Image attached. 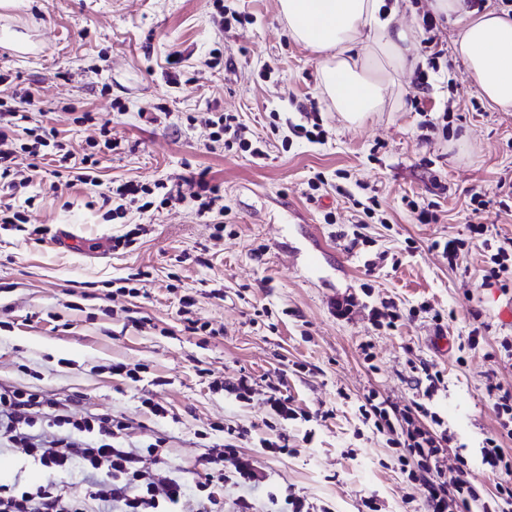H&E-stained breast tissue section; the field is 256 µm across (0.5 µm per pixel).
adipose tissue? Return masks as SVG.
Listing matches in <instances>:
<instances>
[{
	"label": "adipose tissue",
	"mask_w": 512,
	"mask_h": 512,
	"mask_svg": "<svg viewBox=\"0 0 512 512\" xmlns=\"http://www.w3.org/2000/svg\"><path fill=\"white\" fill-rule=\"evenodd\" d=\"M430 9L451 22L452 51L485 100L512 111V11L470 0H432ZM279 11L291 38L318 53L321 90L348 123L384 111L416 65L395 0H279Z\"/></svg>",
	"instance_id": "obj_1"
}]
</instances>
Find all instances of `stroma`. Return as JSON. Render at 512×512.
<instances>
[{
    "label": "stroma",
    "instance_id": "35a3bbf8",
    "mask_svg": "<svg viewBox=\"0 0 512 512\" xmlns=\"http://www.w3.org/2000/svg\"><path fill=\"white\" fill-rule=\"evenodd\" d=\"M224 3L242 18L226 31L213 22L212 0H22L19 8L0 9V29L22 32L35 46L20 53L0 44V74L29 89L32 123L55 128L77 159L100 127L122 142L121 150L99 153L95 186L67 185L53 177L50 160L20 154L30 181L0 202L18 208L33 199L31 223L71 225L80 244L67 250L48 238L0 233V384L45 392L81 413L125 418L128 447L163 439L170 469L194 484L204 481V458L223 443L224 429L246 430L241 446L257 455L272 421L265 398L275 387L312 415L289 423L291 453L260 457L263 483L194 488L187 512H209L215 500L234 512L242 497L256 512H272L270 491L285 488L316 512H361L371 497L381 512H404L412 488L386 436L363 425L358 406L371 391L398 405L417 399L414 368L428 362L444 373L430 405L448 431V453L467 460L471 482L489 497L501 477L481 462L483 440L499 431L486 384L492 378L512 389V360L500 350L512 326L499 317L512 289L484 285L480 242L470 243L455 270L431 244L467 237L475 189L491 198L478 222L491 235L512 237V209L493 200L500 177L512 174V112L490 107L452 56L429 90L405 77L385 111L347 124L319 88L318 55L292 40L278 0ZM215 48L218 63L204 67ZM175 51L186 58L178 73L166 63ZM116 100L121 109H113ZM313 108L328 132L321 144L292 133ZM444 110L455 115L453 134L421 140L426 114ZM214 112L236 113L262 141L264 156L209 149L204 121ZM201 170L223 185L226 217L199 216L188 201L153 214L130 210L120 225L102 204L112 182L151 186ZM318 175L323 182L310 191ZM373 195L382 202L368 231L374 244L349 248L343 234L356 205ZM409 198L435 204L438 222L418 223ZM329 212L331 224L324 221ZM220 221L226 228L216 239ZM128 223L145 225V233L110 257L94 254L97 238L121 234ZM316 242L325 251L318 276L303 267ZM262 243L268 251L255 258ZM205 246L211 260L203 266L195 257ZM382 251L387 260L366 272L365 261ZM364 282L371 295H362ZM216 289L223 298L213 297ZM351 293L357 303L349 319H336L334 301ZM186 294L206 331H185ZM383 298L406 308L426 301L448 313L447 352L430 344V316L395 330L375 326L371 309ZM475 310L489 331L461 366L457 347ZM135 318L140 327L132 326ZM366 342L375 355L370 364L360 349ZM115 362L147 370L134 383L112 374ZM243 375L256 381L246 403L224 390ZM145 397L162 404L166 417L142 407ZM1 479H56L77 491L90 485L77 470L53 477L8 443L0 445Z\"/></svg>",
    "mask_w": 512,
    "mask_h": 512
}]
</instances>
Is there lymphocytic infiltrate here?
<instances>
[{
  "instance_id": "obj_1",
  "label": "lymphocytic infiltrate",
  "mask_w": 512,
  "mask_h": 512,
  "mask_svg": "<svg viewBox=\"0 0 512 512\" xmlns=\"http://www.w3.org/2000/svg\"><path fill=\"white\" fill-rule=\"evenodd\" d=\"M21 119L15 107L0 97V188L17 189L19 153L40 157L42 149L56 146L55 129L36 126L28 131L32 142L16 148L15 134ZM210 143L224 146L226 151L255 156L261 149L248 138L237 116L217 112L208 118ZM119 204L113 208L116 218L125 217L128 206L139 212L163 210L186 201L196 203L199 215L224 213V195L219 186L211 184L205 173L181 176L170 183L156 187L131 182L111 190ZM470 237L481 240L485 251L483 282L491 286L512 276V238L487 239L488 228L483 224H469ZM430 315L435 324H442V312L423 303L409 308L390 299L381 300L373 309L377 326L390 330L405 322ZM444 382L442 370L421 364L415 378L418 399L399 406L379 400L375 392L365 394L359 407L364 424L373 432L388 436L396 450V462L408 483L424 493L425 512H512V482L497 483L495 493L481 498L469 481L464 468H457L454 477L444 472L445 446L448 434L443 431L442 418L430 407L433 394ZM488 392L494 396L495 414L500 421L499 435L485 438L481 449L482 462L490 471L512 473V455L503 448L504 439L512 438V392L494 381L488 382ZM266 404L275 416L278 427L272 437L262 439L263 455L276 457L289 453L288 422L301 419L302 414L290 398L280 391H272ZM54 428V436H44L43 427ZM128 424L124 419L109 414L76 415L69 405L54 400L42 392L0 385V443L8 442L24 449L27 456L59 474L82 468L96 475L97 482L90 494L75 493L54 484L29 488L16 483H0V512H90V501L118 504L120 512H182L187 498L188 484L164 466L161 442L131 449L124 444ZM243 434L229 429L224 433V444L212 461L215 472L207 473V481H225L259 484L266 476L254 456L243 452L239 445ZM151 457L154 469L142 467L144 457Z\"/></svg>"
}]
</instances>
